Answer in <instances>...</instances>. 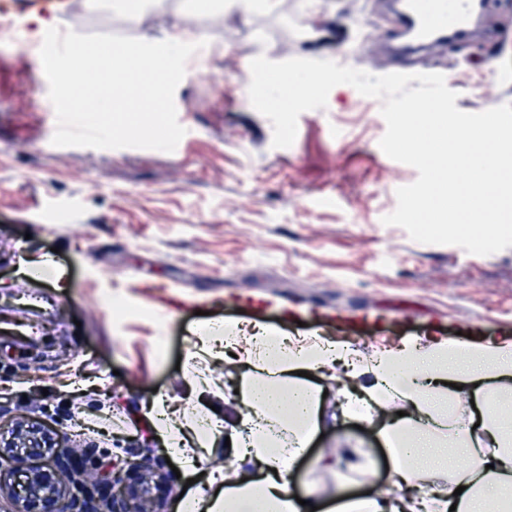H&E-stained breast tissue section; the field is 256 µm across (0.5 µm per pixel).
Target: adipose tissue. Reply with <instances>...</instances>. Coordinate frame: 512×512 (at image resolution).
I'll use <instances>...</instances> for the list:
<instances>
[{"instance_id": "obj_1", "label": "adipose tissue", "mask_w": 512, "mask_h": 512, "mask_svg": "<svg viewBox=\"0 0 512 512\" xmlns=\"http://www.w3.org/2000/svg\"><path fill=\"white\" fill-rule=\"evenodd\" d=\"M215 359L234 355L243 412L228 416L203 402L177 413L165 398L143 415L190 484L183 512H306L290 476L322 420L310 378L347 360L341 412L349 400L376 405L392 480L371 497L340 498L338 512H512V337L466 344L429 336L368 355L346 343L290 336L268 325L209 323L197 330ZM475 402L469 410L467 402ZM230 438L233 469H200L210 431ZM452 448L463 458L449 456Z\"/></svg>"}]
</instances>
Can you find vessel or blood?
Segmentation results:
<instances>
[{
  "mask_svg": "<svg viewBox=\"0 0 512 512\" xmlns=\"http://www.w3.org/2000/svg\"><path fill=\"white\" fill-rule=\"evenodd\" d=\"M388 25L374 38L381 51L403 57L412 53L434 59L444 48L462 41L486 45L493 29H477L478 17L491 9L490 0H389Z\"/></svg>",
  "mask_w": 512,
  "mask_h": 512,
  "instance_id": "1",
  "label": "vessel or blood"
}]
</instances>
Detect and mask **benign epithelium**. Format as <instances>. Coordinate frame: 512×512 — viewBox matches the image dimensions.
<instances>
[{"label": "benign epithelium", "instance_id": "benign-epithelium-1", "mask_svg": "<svg viewBox=\"0 0 512 512\" xmlns=\"http://www.w3.org/2000/svg\"><path fill=\"white\" fill-rule=\"evenodd\" d=\"M61 473L69 478L67 489ZM167 482L162 466L140 453L120 460L104 477L85 450H70L56 456L50 470L31 474L26 495L14 499L11 512H100L101 503L107 512H164L152 489Z\"/></svg>", "mask_w": 512, "mask_h": 512}]
</instances>
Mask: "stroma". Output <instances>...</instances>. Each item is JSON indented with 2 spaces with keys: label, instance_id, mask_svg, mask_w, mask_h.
I'll return each mask as SVG.
<instances>
[{
  "label": "stroma",
  "instance_id": "1",
  "mask_svg": "<svg viewBox=\"0 0 512 512\" xmlns=\"http://www.w3.org/2000/svg\"><path fill=\"white\" fill-rule=\"evenodd\" d=\"M43 10L59 30L88 33L91 16L114 34L145 39L175 26L206 41L203 65H189L175 92L180 124L191 134L179 151L52 145L49 85L37 55L0 44V454L22 461L0 471L8 493L53 453L88 448L106 456L130 443L167 451L143 417L154 395L183 406L189 390L178 358L204 321L262 323L295 335L314 310L372 307L380 319L352 330L336 323L319 334L367 350L417 337L462 333L481 341L512 336V247L480 256L453 245L413 241L383 224L412 166L388 158L380 100L347 84L326 108L300 115L294 144L272 145L271 122L250 102L248 60L265 56L337 60L379 76L391 61L370 42L381 19L375 0H280L276 11L197 12L183 0H155L139 18L70 0ZM488 20L499 33L488 48L456 44L440 55L457 108L477 113L512 103V0ZM49 257L64 270H23ZM162 284L193 303L161 311L141 290ZM122 301L125 310L112 309ZM303 311L284 322L283 305ZM213 385L210 401L236 414L240 404L224 368L194 362ZM33 427L36 445L14 444L11 419ZM298 462L291 489L326 497L340 474L311 469L352 438L368 472L351 473V494L387 481V452L377 428L350 415L320 428ZM53 453L39 448L44 439Z\"/></svg>",
  "mask_w": 512,
  "mask_h": 512
}]
</instances>
